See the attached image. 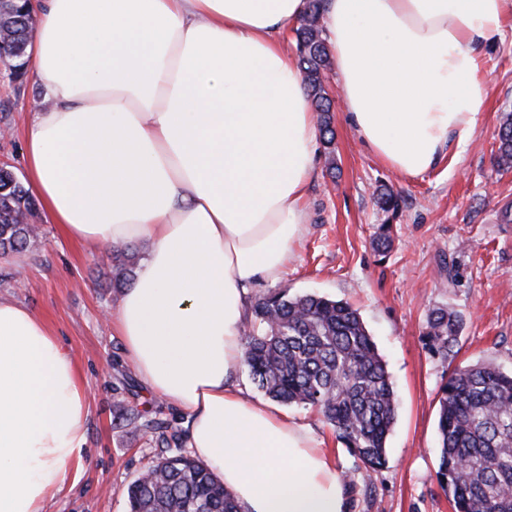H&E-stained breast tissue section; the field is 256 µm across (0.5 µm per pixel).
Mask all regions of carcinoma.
Listing matches in <instances>:
<instances>
[{
	"instance_id": "cac0c4a2",
	"label": "carcinoma",
	"mask_w": 512,
	"mask_h": 512,
	"mask_svg": "<svg viewBox=\"0 0 512 512\" xmlns=\"http://www.w3.org/2000/svg\"><path fill=\"white\" fill-rule=\"evenodd\" d=\"M28 9L25 2H13L9 38L0 43V57L16 67L27 59ZM322 19V0H309L295 34L304 84L320 115L324 149L331 155L335 131L332 99L325 89L330 52ZM495 162L502 170L512 168V112L500 120ZM376 204L393 215L400 209L399 197L387 189L379 192ZM20 212L34 217V200L12 173L0 172L3 253L26 248L37 235L36 225L16 222ZM391 243V225L383 224L375 248L384 256ZM112 254L114 282L120 287L129 284L134 252L118 245ZM462 329L459 314L445 308L430 310L425 336L431 351L448 358ZM242 362L271 400L316 410L366 471L386 465L397 394L357 309L317 294L270 291L252 305ZM441 393L438 475L454 512H512V373L491 363H476L452 373ZM112 423L149 434L168 448L128 486V512H238L232 493L208 466L182 450L181 433L121 402L114 405Z\"/></svg>"
}]
</instances>
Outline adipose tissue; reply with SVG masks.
<instances>
[{
	"label": "adipose tissue",
	"mask_w": 512,
	"mask_h": 512,
	"mask_svg": "<svg viewBox=\"0 0 512 512\" xmlns=\"http://www.w3.org/2000/svg\"><path fill=\"white\" fill-rule=\"evenodd\" d=\"M43 100L26 186L96 249L149 250L114 327L240 512H349L303 425L243 397L248 286L279 280L307 219L319 129L283 40L309 0H33ZM348 123L388 168H434L472 138L481 49L512 0H323ZM86 391L46 321L0 298V512H43L86 445Z\"/></svg>",
	"instance_id": "obj_1"
}]
</instances>
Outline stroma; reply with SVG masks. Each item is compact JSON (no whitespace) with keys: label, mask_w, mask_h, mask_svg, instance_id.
I'll return each instance as SVG.
<instances>
[{"label":"stroma","mask_w":512,"mask_h":512,"mask_svg":"<svg viewBox=\"0 0 512 512\" xmlns=\"http://www.w3.org/2000/svg\"><path fill=\"white\" fill-rule=\"evenodd\" d=\"M483 107L468 147L433 170L406 177L378 161L349 130L336 71L328 73L333 99L335 154L318 153L307 197V224L279 282L256 279L250 299L282 287L318 294L357 308L387 364L398 395L387 439V464L350 489V512H453L441 488L437 421L440 387L457 368L489 362L512 372V170L497 171L494 152L503 112L512 111V36L482 51ZM41 89L31 78L0 80V165L23 176V132ZM335 172H328V163ZM387 186L401 199L392 222L393 244L380 255L373 239L385 219L374 197ZM38 239L21 262L0 263V298L42 317L72 355L87 385L89 420L80 461L48 494L44 512H126V490L156 461L151 437L113 427L123 401L178 430L186 413L151 393L128 361L112 319L122 289L113 285L112 253L67 238L44 212ZM463 318L448 358L425 344L430 309ZM324 440L340 471L356 462L313 409L283 408Z\"/></svg>","instance_id":"stroma-1"}]
</instances>
